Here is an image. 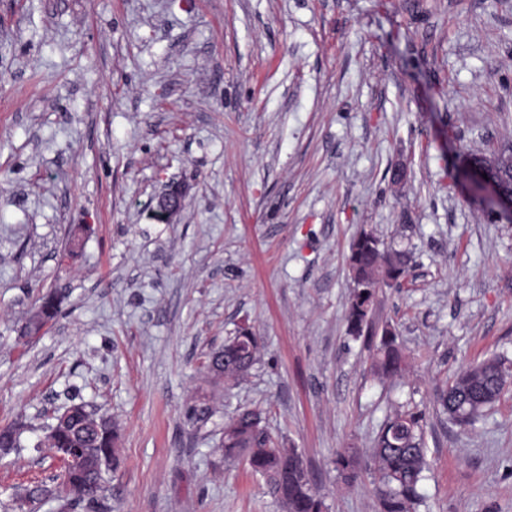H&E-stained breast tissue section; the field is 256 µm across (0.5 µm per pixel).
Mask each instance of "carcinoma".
I'll return each mask as SVG.
<instances>
[{
	"label": "carcinoma",
	"mask_w": 512,
	"mask_h": 512,
	"mask_svg": "<svg viewBox=\"0 0 512 512\" xmlns=\"http://www.w3.org/2000/svg\"><path fill=\"white\" fill-rule=\"evenodd\" d=\"M407 254L386 249L375 250L362 236L350 244L348 267L354 288L346 309L347 333L357 339L362 329H370L378 288L398 284L407 271ZM58 310L53 298L45 301L29 318L38 331L44 320H51ZM395 331H382L372 363L373 373L380 379L392 377L404 370L405 362ZM259 337L245 326L224 342V347L211 353L210 358H224V376L212 375L213 382L234 386L243 381L257 362ZM512 379V362L493 355L463 368L446 386L436 393V411L448 422L466 429L483 415L499 398V392ZM70 427L66 430L48 426L45 445L49 448H76L77 459L53 475L50 483H38L15 493L11 501L0 505L8 510L13 505L35 506L49 498H59L60 486L69 484L73 504L83 502L82 488L94 487L95 504L106 499V478L100 462L110 457L118 459V432L113 424L104 427L99 417L82 404L69 405ZM424 412L398 408L384 424L370 448V456L378 476L379 512H417L422 496L419 484L428 469L423 448ZM22 433L17 425L0 426V448L8 452L21 447ZM224 459L242 460L265 481L283 512H324V504L313 478L297 448H287L279 437L263 424L261 413L241 410L224 424ZM336 469L346 481L358 477L359 453L344 448L336 453Z\"/></svg>",
	"instance_id": "cac0c4a2"
}]
</instances>
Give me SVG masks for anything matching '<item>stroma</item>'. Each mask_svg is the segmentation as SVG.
Masks as SVG:
<instances>
[{
    "mask_svg": "<svg viewBox=\"0 0 512 512\" xmlns=\"http://www.w3.org/2000/svg\"><path fill=\"white\" fill-rule=\"evenodd\" d=\"M507 141L512 0H0V426H28L0 500L54 474L46 428L82 403L118 427L107 512H282L220 447L250 408L325 512H377L369 451L410 401L420 512H512V385L466 430L433 407L462 368L512 358V220L468 168ZM364 229L410 254L373 312L405 356L391 379L346 332ZM245 325L250 376L212 386L207 354ZM183 193L180 187H172L157 203L154 217L161 223L170 224L178 215L182 207ZM359 453L356 448H344L336 453L335 465L345 481H354L358 477Z\"/></svg>",
    "mask_w": 512,
    "mask_h": 512,
    "instance_id": "obj_1",
    "label": "stroma"
}]
</instances>
